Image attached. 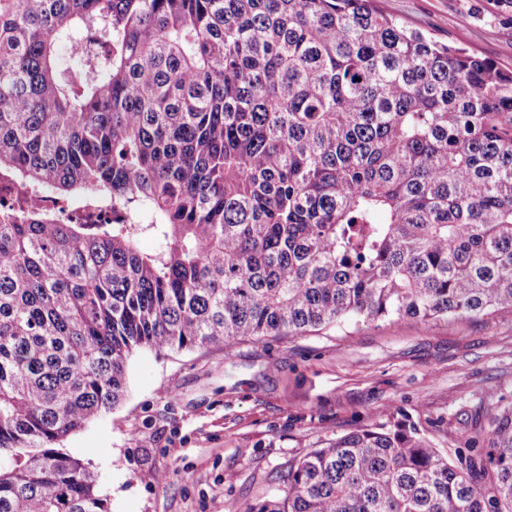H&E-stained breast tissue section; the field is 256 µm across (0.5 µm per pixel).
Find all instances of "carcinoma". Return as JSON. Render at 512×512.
Segmentation results:
<instances>
[{
	"mask_svg": "<svg viewBox=\"0 0 512 512\" xmlns=\"http://www.w3.org/2000/svg\"><path fill=\"white\" fill-rule=\"evenodd\" d=\"M377 2L0 0V512H108L55 445L137 349L512 312V71ZM280 482L237 512H512V405Z\"/></svg>",
	"mask_w": 512,
	"mask_h": 512,
	"instance_id": "carcinoma-1",
	"label": "carcinoma"
}]
</instances>
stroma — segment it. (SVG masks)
Instances as JSON below:
<instances>
[{"label": "stroma", "instance_id": "obj_1", "mask_svg": "<svg viewBox=\"0 0 512 512\" xmlns=\"http://www.w3.org/2000/svg\"><path fill=\"white\" fill-rule=\"evenodd\" d=\"M409 27L512 71V0H380ZM128 395L69 435L109 512H222L256 505L321 442L388 420L454 457L512 403V315L348 323L232 349L136 351ZM164 471L165 484L142 481Z\"/></svg>", "mask_w": 512, "mask_h": 512}]
</instances>
